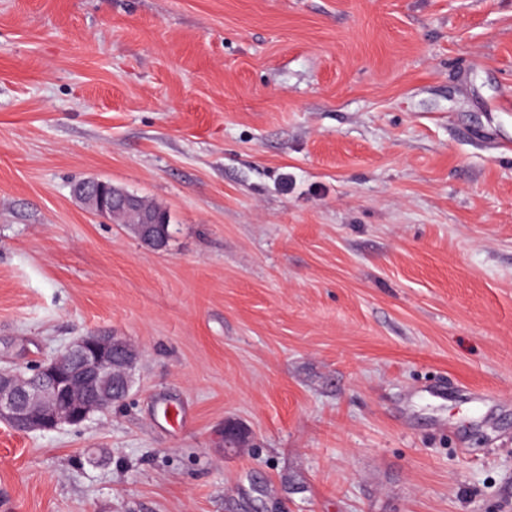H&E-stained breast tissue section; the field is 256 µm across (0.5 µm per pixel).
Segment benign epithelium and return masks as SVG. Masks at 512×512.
<instances>
[{
  "mask_svg": "<svg viewBox=\"0 0 512 512\" xmlns=\"http://www.w3.org/2000/svg\"><path fill=\"white\" fill-rule=\"evenodd\" d=\"M111 335L91 333L33 368L0 367V421L29 434L83 423L112 394Z\"/></svg>",
  "mask_w": 512,
  "mask_h": 512,
  "instance_id": "7a95c632",
  "label": "benign epithelium"
}]
</instances>
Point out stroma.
<instances>
[{"label":"stroma","instance_id":"stroma-1","mask_svg":"<svg viewBox=\"0 0 512 512\" xmlns=\"http://www.w3.org/2000/svg\"><path fill=\"white\" fill-rule=\"evenodd\" d=\"M507 96L512 0H0V367L140 349L0 512H512ZM137 199L134 196L125 194L120 200L119 203L121 205H125L129 208L135 209H125L113 207L111 212L109 213V220L116 224H126L130 230L146 245L160 248L166 245L171 237V224H169V219L167 217V211L161 207L160 205L151 202L142 197H138ZM137 204V206H136ZM150 213L153 215H147L142 220L141 224H155L154 233L150 241H146L142 237V228L140 224V218L142 214ZM157 215V216H155ZM160 216V217H158ZM164 217L167 221L166 224H163L164 220L161 218Z\"/></svg>","mask_w":512,"mask_h":512}]
</instances>
